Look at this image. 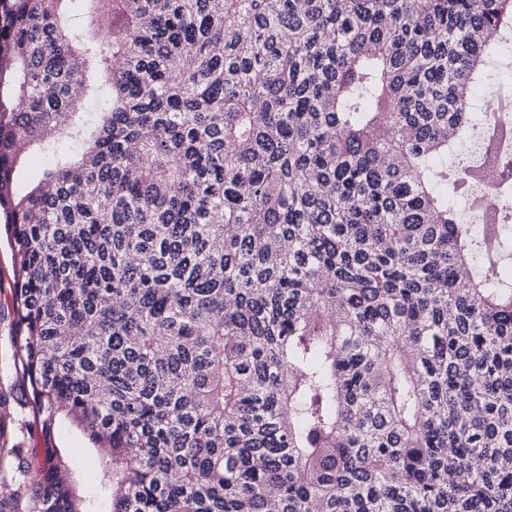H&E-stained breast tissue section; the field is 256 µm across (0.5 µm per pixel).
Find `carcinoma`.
Wrapping results in <instances>:
<instances>
[{"instance_id":"obj_1","label":"carcinoma","mask_w":512,"mask_h":512,"mask_svg":"<svg viewBox=\"0 0 512 512\" xmlns=\"http://www.w3.org/2000/svg\"><path fill=\"white\" fill-rule=\"evenodd\" d=\"M510 34L512 0H0L17 361L111 512H512V210L448 204L512 187L448 166ZM27 475L96 512L69 452ZM49 152L35 148L33 149L23 167L18 171L16 177V189L20 193H24L27 189L35 184L50 161Z\"/></svg>"}]
</instances>
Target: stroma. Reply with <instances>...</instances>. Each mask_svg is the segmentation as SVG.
<instances>
[{
  "label": "stroma",
  "mask_w": 512,
  "mask_h": 512,
  "mask_svg": "<svg viewBox=\"0 0 512 512\" xmlns=\"http://www.w3.org/2000/svg\"><path fill=\"white\" fill-rule=\"evenodd\" d=\"M15 259L5 236H0V492L9 491L10 501L0 500V512H24L32 485L25 474L28 462L39 461L45 448H81L82 435L68 423H59L45 433L29 409V386L15 367L12 336V293Z\"/></svg>",
  "instance_id": "stroma-1"
}]
</instances>
